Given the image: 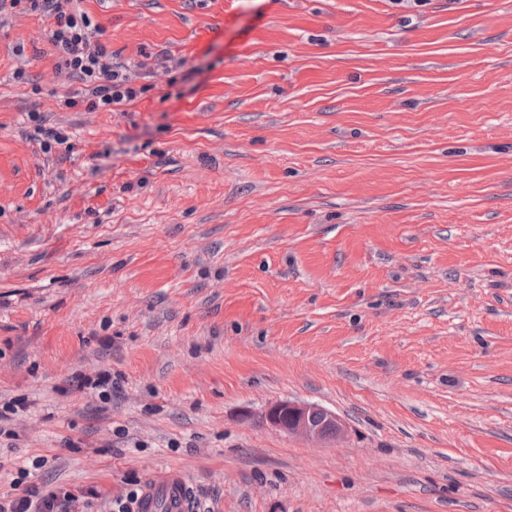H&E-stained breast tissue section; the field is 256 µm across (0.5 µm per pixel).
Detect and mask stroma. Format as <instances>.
Here are the masks:
<instances>
[{
  "label": "stroma",
  "mask_w": 512,
  "mask_h": 512,
  "mask_svg": "<svg viewBox=\"0 0 512 512\" xmlns=\"http://www.w3.org/2000/svg\"><path fill=\"white\" fill-rule=\"evenodd\" d=\"M83 6L114 112L63 106L47 19L0 31V496L512 512V0ZM35 131L41 136V147L44 153L52 152L53 148L66 144L64 150L69 153L72 145L69 141L67 134L62 132V129L55 127H44L41 124H36ZM319 412L321 423H317L315 412ZM262 418L270 426L291 436L315 440H337L346 431L344 422L336 413L312 403L297 401H279L267 407ZM328 429H324V425ZM162 506L169 512H187L186 488L178 473H170L160 486H153L144 491L139 502L140 512H156Z\"/></svg>",
  "instance_id": "35a3bbf8"
}]
</instances>
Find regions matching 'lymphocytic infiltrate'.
I'll list each match as a JSON object with an SVG mask.
<instances>
[{
    "label": "lymphocytic infiltrate",
    "mask_w": 512,
    "mask_h": 512,
    "mask_svg": "<svg viewBox=\"0 0 512 512\" xmlns=\"http://www.w3.org/2000/svg\"><path fill=\"white\" fill-rule=\"evenodd\" d=\"M82 0H0V28L16 16L36 14L52 23L50 42L55 68L78 89L63 104L72 108L86 104L88 111L113 112L130 104L140 94L136 75L114 63L100 40L103 27L81 6ZM71 495L42 493L25 488L22 494L0 498V512H68Z\"/></svg>",
    "instance_id": "1"
}]
</instances>
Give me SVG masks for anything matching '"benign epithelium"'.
Instances as JSON below:
<instances>
[{
  "mask_svg": "<svg viewBox=\"0 0 512 512\" xmlns=\"http://www.w3.org/2000/svg\"><path fill=\"white\" fill-rule=\"evenodd\" d=\"M262 418L288 435L307 440H337L346 431L344 422L336 413L312 403L279 401L267 407Z\"/></svg>",
  "mask_w": 512,
  "mask_h": 512,
  "instance_id": "obj_1",
  "label": "benign epithelium"
}]
</instances>
